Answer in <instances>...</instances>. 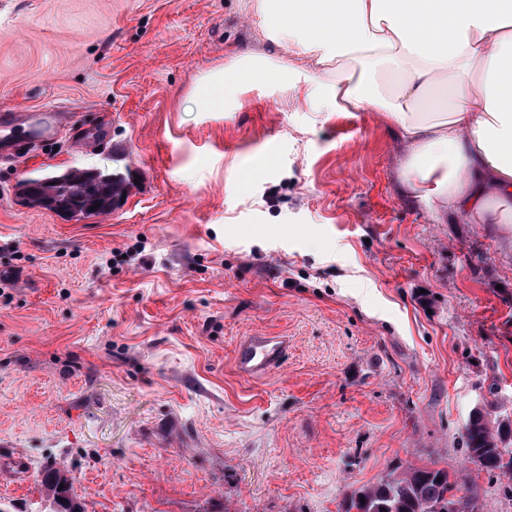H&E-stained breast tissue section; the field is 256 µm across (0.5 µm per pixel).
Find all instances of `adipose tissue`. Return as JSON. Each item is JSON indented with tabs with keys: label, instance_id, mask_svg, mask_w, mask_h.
Wrapping results in <instances>:
<instances>
[{
	"label": "adipose tissue",
	"instance_id": "1",
	"mask_svg": "<svg viewBox=\"0 0 512 512\" xmlns=\"http://www.w3.org/2000/svg\"><path fill=\"white\" fill-rule=\"evenodd\" d=\"M252 11L272 42L306 56L322 111L385 112L406 143L410 195L512 226V0H254ZM450 81L449 111H418ZM250 84L299 91L284 67L251 58L205 72L193 96L220 112L230 89Z\"/></svg>",
	"mask_w": 512,
	"mask_h": 512
}]
</instances>
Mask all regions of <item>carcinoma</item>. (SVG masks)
<instances>
[{"label":"carcinoma","instance_id":"cac0c4a2","mask_svg":"<svg viewBox=\"0 0 512 512\" xmlns=\"http://www.w3.org/2000/svg\"><path fill=\"white\" fill-rule=\"evenodd\" d=\"M130 181L118 174L104 182L88 177L56 199V208L70 212L77 219H89L111 213L112 206L129 192ZM512 422H494L485 409L475 410L465 428L467 457L487 472L512 474ZM51 503L59 505L50 512H85L81 502L71 494L69 478L59 468L43 472L42 481ZM479 512L476 500L458 495L456 482L448 470L425 466L391 473L379 482L363 486L348 494L344 512Z\"/></svg>","mask_w":512,"mask_h":512}]
</instances>
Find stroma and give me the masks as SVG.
Returning a JSON list of instances; mask_svg holds the SVG:
<instances>
[{
    "mask_svg": "<svg viewBox=\"0 0 512 512\" xmlns=\"http://www.w3.org/2000/svg\"><path fill=\"white\" fill-rule=\"evenodd\" d=\"M242 55L304 81L249 0H0V112L69 115L55 149L0 142V506L39 512L50 463L86 512H343L435 466L512 512L462 445L478 404L512 415V234L405 196L380 110L254 85L200 111ZM69 167L130 191L80 221L17 201ZM257 333L288 353L245 378ZM287 352L286 337L256 334L237 344L234 364L242 376L259 377L280 366Z\"/></svg>",
    "mask_w": 512,
    "mask_h": 512,
    "instance_id": "obj_1",
    "label": "stroma"
}]
</instances>
